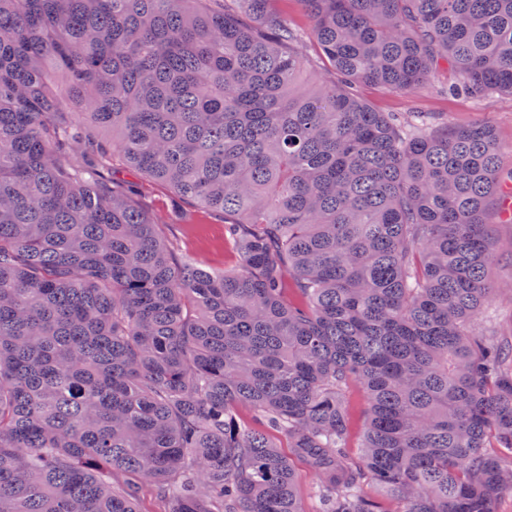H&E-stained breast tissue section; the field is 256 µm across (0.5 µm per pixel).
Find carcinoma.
<instances>
[{
    "label": "carcinoma",
    "mask_w": 512,
    "mask_h": 512,
    "mask_svg": "<svg viewBox=\"0 0 512 512\" xmlns=\"http://www.w3.org/2000/svg\"><path fill=\"white\" fill-rule=\"evenodd\" d=\"M271 2L0 0V512H304L296 460L311 512L512 487V336L474 328L512 166L352 92L512 95V0H302L315 81ZM118 167L230 220L240 268L180 258ZM349 426L348 450L354 456L360 454L367 422L368 396L364 387L353 383L348 390ZM297 472V491L298 497L305 508L310 507L311 491L317 483V478L303 463H295Z\"/></svg>",
    "instance_id": "carcinoma-1"
}]
</instances>
